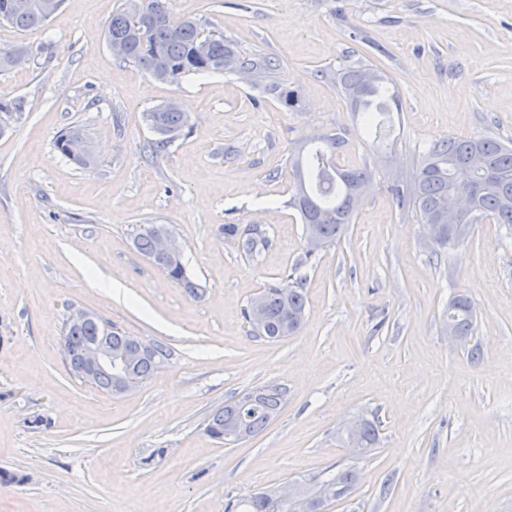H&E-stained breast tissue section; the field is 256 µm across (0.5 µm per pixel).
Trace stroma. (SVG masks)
I'll return each mask as SVG.
<instances>
[{
  "label": "stroma",
  "mask_w": 512,
  "mask_h": 512,
  "mask_svg": "<svg viewBox=\"0 0 512 512\" xmlns=\"http://www.w3.org/2000/svg\"><path fill=\"white\" fill-rule=\"evenodd\" d=\"M123 2L63 0L31 33L0 23V49L33 50L0 72V99L24 103L0 118V472L16 477L0 512H224L331 465L358 480L329 512H512V237L477 224L434 247L388 189L431 139L512 140V0H174V19L276 63L294 110L232 73L166 84L116 59L103 29ZM351 61L397 90L392 149L324 76ZM170 98L188 122L153 154L143 114ZM74 124L93 170L55 148ZM326 132L345 140L339 164L374 179L308 271L302 329L271 342L243 309L304 252L289 155ZM142 224L172 228L198 295L136 249ZM228 224L258 226L268 249L247 258ZM459 294L476 311L467 343L445 323ZM72 307L167 344L169 363L120 395L75 378ZM267 384L287 397L262 432L206 435L208 413ZM373 416L376 449L352 456L343 424Z\"/></svg>",
  "instance_id": "stroma-1"
}]
</instances>
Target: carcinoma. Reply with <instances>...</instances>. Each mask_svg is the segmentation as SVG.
Returning a JSON list of instances; mask_svg holds the SVG:
<instances>
[{
    "mask_svg": "<svg viewBox=\"0 0 512 512\" xmlns=\"http://www.w3.org/2000/svg\"><path fill=\"white\" fill-rule=\"evenodd\" d=\"M11 0H0V21L8 23L21 33L42 29L58 11L62 0H30V8L23 12L10 9ZM172 0H141L140 11L131 10V0L117 9L105 21V36L112 54L135 64L154 79L177 84L190 74L231 72L253 81L263 71L269 72L273 63L269 60L253 62L243 60L222 34L205 35L193 19L175 21L172 18ZM25 44L0 50V72L14 68L13 60L29 55ZM336 89L360 113L366 133L373 140L395 142L394 122L391 120L393 105L398 103L397 92L388 85L389 79L367 65H342L329 73ZM276 100L284 107L294 109L300 104L298 90L285 83L269 86ZM145 121L157 135L150 149L157 153L171 143L187 124L185 113L177 103L168 100L145 113ZM82 137L90 139L87 131L71 126L55 142L56 150L82 169L91 170L97 165L92 147L81 154H71L70 143ZM344 144L337 134L325 133L317 138V145L309 151L299 148L294 153L291 168L293 182L288 207L295 210L305 235L315 234L318 243L305 245L304 259L284 271L281 281L266 285L254 295L244 309L247 322L255 331L271 342H276L300 331L306 319V277L299 274L301 266L317 257L325 248L336 244L353 223L362 202L372 170L367 165L343 169L336 164V151ZM481 156L493 172L469 167L471 158ZM468 182L473 192L474 219L471 227L484 222L501 224L512 230V145L490 136L441 137L424 146L418 154L415 169L409 177L394 180L390 189L401 209L414 215L420 224H443V231L432 243L439 248H451L464 237L448 238V201L457 186ZM171 232L166 224H143L135 235L137 248L147 258L154 260L172 281L180 284L190 294H197L183 257L160 256L156 253V241L160 233ZM269 245L265 238L246 239L241 250L246 256H259ZM475 309L465 295H458L448 303V325L466 339L475 331ZM101 335L97 322L90 321L65 325L64 342L71 349L81 348L94 342ZM137 341L119 331L112 332V352L128 353L127 367L138 382L149 380L162 369L171 356L170 349L161 342H147L146 349L132 348ZM249 399L234 400L212 411L205 420V433L217 442L228 445L240 441L229 435L233 427L245 431L249 439L263 431L279 413L286 397V389L275 384L258 387L248 392ZM377 443L375 422L366 420L357 442H344L347 448H364L371 452ZM356 472L352 469L327 470L314 477V483H302L305 490L334 492L342 485L351 492L356 484ZM224 512H287L276 503L275 489L269 488L243 498H231Z\"/></svg>",
    "mask_w": 512,
    "mask_h": 512,
    "instance_id": "1",
    "label": "carcinoma"
}]
</instances>
